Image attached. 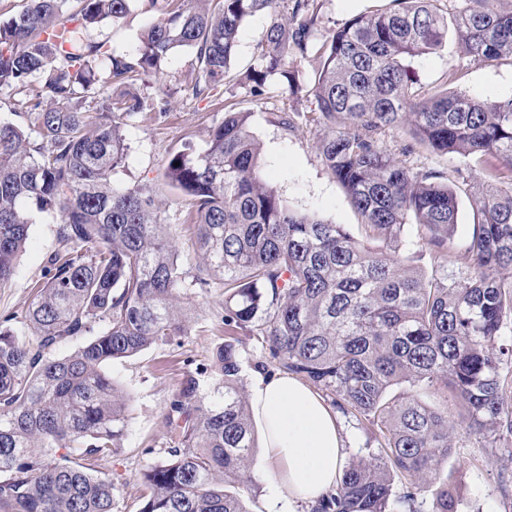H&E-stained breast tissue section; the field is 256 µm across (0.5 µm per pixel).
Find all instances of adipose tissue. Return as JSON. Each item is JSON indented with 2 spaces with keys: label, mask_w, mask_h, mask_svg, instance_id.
Returning <instances> with one entry per match:
<instances>
[{
  "label": "adipose tissue",
  "mask_w": 512,
  "mask_h": 512,
  "mask_svg": "<svg viewBox=\"0 0 512 512\" xmlns=\"http://www.w3.org/2000/svg\"><path fill=\"white\" fill-rule=\"evenodd\" d=\"M265 468L281 494L315 503L341 476L343 440L336 417L295 376L258 377L250 394Z\"/></svg>",
  "instance_id": "adipose-tissue-1"
}]
</instances>
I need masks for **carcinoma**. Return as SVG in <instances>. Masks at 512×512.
Wrapping results in <instances>:
<instances>
[{
    "instance_id": "obj_1",
    "label": "carcinoma",
    "mask_w": 512,
    "mask_h": 512,
    "mask_svg": "<svg viewBox=\"0 0 512 512\" xmlns=\"http://www.w3.org/2000/svg\"><path fill=\"white\" fill-rule=\"evenodd\" d=\"M136 0H26L0 22V89L21 94L28 127L0 121V287L32 224L27 205L57 213L61 248L35 284L27 334L0 319V512H114L112 477L98 470L120 448L128 398L103 366L190 333L180 300L224 285V334L215 387L187 371L165 420L174 445L141 474L139 512H248L229 491L252 484L256 441L235 336L255 337L278 369L305 377L344 414L375 427L377 449L344 466L311 512H418V498L454 447L448 408L402 384L433 387L463 408L469 437L492 448L512 434L503 393L512 377V97L480 100L444 89L417 93L407 60L442 50L437 0L359 14L317 45L316 0H142L156 19L136 53L87 38L125 18ZM263 13L257 65L241 81L259 94L278 75L302 90L295 61L320 59L312 90L323 128L318 151L361 216L366 239L292 209L262 176L250 113H224L208 147L182 143L165 181L189 198L196 263L160 223L148 182L112 186L123 167L122 121L146 110L134 82L157 74L178 47L192 50V90L229 79L244 20ZM475 62L512 57V9L465 0L455 18ZM97 99L99 111L82 104ZM408 123L413 143L476 164L487 187L471 195L467 269L428 274L399 257L407 225L440 257L457 224L456 185L415 172L381 149L377 132ZM381 241L378 248L373 242ZM89 337L67 355L57 347ZM431 512H458L443 489Z\"/></svg>"
}]
</instances>
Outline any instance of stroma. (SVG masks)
Wrapping results in <instances>:
<instances>
[{"mask_svg":"<svg viewBox=\"0 0 512 512\" xmlns=\"http://www.w3.org/2000/svg\"><path fill=\"white\" fill-rule=\"evenodd\" d=\"M318 3L320 24L315 40L321 43L354 16L390 7L391 0H318ZM152 19V14L136 6L120 21L99 24L91 37L131 53L138 44L139 33ZM192 60L190 49H174L150 86L141 87L149 110L125 120L122 134L127 160L112 176L113 185L119 188L146 180L155 185L161 221L179 247L184 268L192 269L195 262L189 241L188 205L182 193L165 184L164 165L183 141H193L197 151H204L210 127L222 121L228 105L250 113L252 130L262 147L264 173L296 210L345 225L355 237H364L360 216L342 186L325 170L317 149L321 129L312 121L317 101L307 85L318 66L317 58L295 63L294 68L304 83L299 92H291L275 76L268 78L263 95H251L247 86L232 82L217 99L193 93ZM411 67L419 86L429 94L446 88L489 101L512 95V58L474 62L461 51L452 33L448 34L440 53L414 58ZM451 69L457 77L453 83L444 84L443 77ZM285 109L293 117L289 129L280 123ZM377 139L387 154L403 159L409 168L438 169L446 173L449 181L458 183L457 171L463 166L459 158L426 148L403 154V146L412 140L408 126L384 130ZM470 192V186L460 185L457 231L443 260L457 270L469 263L466 243L473 224ZM33 219L27 246L17 259L14 275L0 288V317L13 315V325L18 329L23 326L35 282L44 278L46 261L59 248L56 235L59 216L37 212ZM223 303L224 290L218 283L208 291L186 296L184 304L191 314L188 336L106 365V372L129 398L121 449L101 464L102 471L111 475L117 487L114 512H138L140 474L166 459L172 445L165 422L166 407L183 373L209 365L213 352L224 342V326L220 321ZM262 464V454H255L254 483L242 491L248 512H303L299 503L278 497L272 482L260 477ZM436 484L447 487L458 503L459 512H512V439L498 440L492 448L473 439L458 440L442 462Z\"/></svg>","mask_w":512,"mask_h":512,"instance_id":"35a3bbf8","label":"stroma"}]
</instances>
